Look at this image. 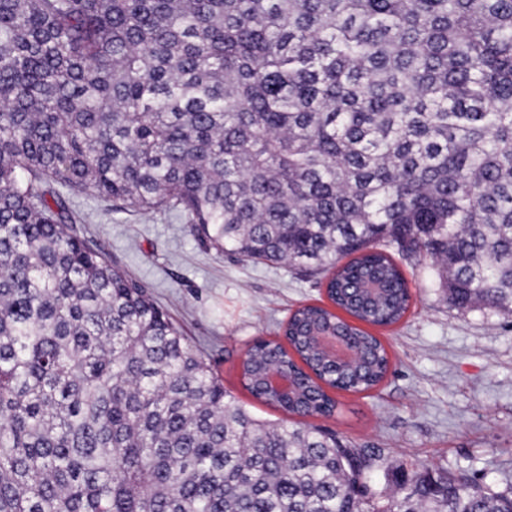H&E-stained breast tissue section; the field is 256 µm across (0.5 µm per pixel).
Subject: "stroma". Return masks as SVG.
<instances>
[{"label": "stroma", "mask_w": 512, "mask_h": 512, "mask_svg": "<svg viewBox=\"0 0 512 512\" xmlns=\"http://www.w3.org/2000/svg\"><path fill=\"white\" fill-rule=\"evenodd\" d=\"M67 201L81 219L77 233L144 283L225 389L257 417L282 421L241 386L236 365L254 340L279 337L296 308L327 304L324 280L208 248L182 216L116 213L110 201L75 194ZM401 269L411 307L374 330L390 354L387 378L368 393L336 392L335 413L314 425L384 449L389 469L429 463L486 482L512 477V315L449 307L429 258Z\"/></svg>", "instance_id": "stroma-1"}]
</instances>
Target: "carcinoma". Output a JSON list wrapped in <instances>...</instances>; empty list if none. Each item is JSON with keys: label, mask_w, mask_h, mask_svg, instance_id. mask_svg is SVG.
<instances>
[{"label": "carcinoma", "mask_w": 512, "mask_h": 512, "mask_svg": "<svg viewBox=\"0 0 512 512\" xmlns=\"http://www.w3.org/2000/svg\"><path fill=\"white\" fill-rule=\"evenodd\" d=\"M176 212L219 251L324 275L229 393L70 227L63 192ZM512 313V0H0V512H512V480L309 422L390 369L407 280ZM347 332L333 367L310 333ZM317 382L285 400L268 372Z\"/></svg>", "instance_id": "cac0c4a2"}]
</instances>
